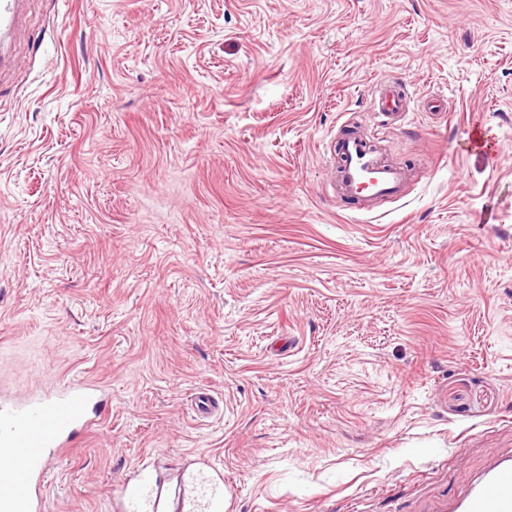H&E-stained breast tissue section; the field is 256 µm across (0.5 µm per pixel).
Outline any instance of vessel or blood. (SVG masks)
Instances as JSON below:
<instances>
[{
  "label": "vessel or blood",
  "instance_id": "vessel-or-blood-1",
  "mask_svg": "<svg viewBox=\"0 0 512 512\" xmlns=\"http://www.w3.org/2000/svg\"><path fill=\"white\" fill-rule=\"evenodd\" d=\"M408 92L386 81L373 92L376 118L394 122L406 114ZM338 165L336 191L357 200L362 211L377 202L402 198L408 172L390 162L368 139L347 132L333 143ZM94 385L70 381L51 394L23 401L0 399V512H45L47 479L54 463L93 423L91 411L101 403ZM164 493L149 478L126 482L118 512H162ZM460 512H512V463L497 466L462 497Z\"/></svg>",
  "mask_w": 512,
  "mask_h": 512
}]
</instances>
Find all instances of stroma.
<instances>
[{"mask_svg":"<svg viewBox=\"0 0 512 512\" xmlns=\"http://www.w3.org/2000/svg\"><path fill=\"white\" fill-rule=\"evenodd\" d=\"M1 50L0 395L109 394L47 512L136 466L449 512L512 458V0H25ZM385 80L412 180L362 214L326 152Z\"/></svg>","mask_w":512,"mask_h":512,"instance_id":"stroma-1","label":"stroma"}]
</instances>
